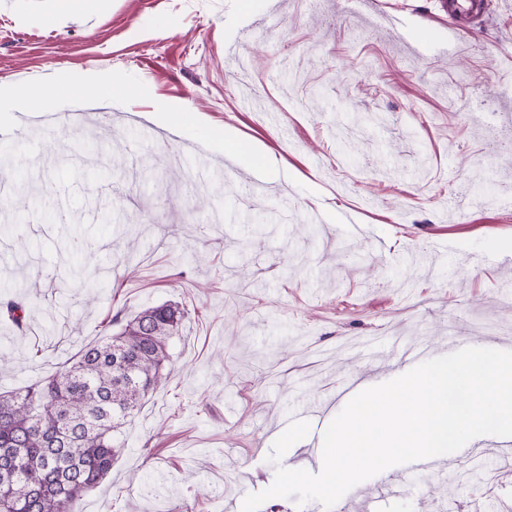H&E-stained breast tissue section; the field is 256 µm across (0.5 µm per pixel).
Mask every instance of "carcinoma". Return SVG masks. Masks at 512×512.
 <instances>
[{
	"instance_id": "cac0c4a2",
	"label": "carcinoma",
	"mask_w": 512,
	"mask_h": 512,
	"mask_svg": "<svg viewBox=\"0 0 512 512\" xmlns=\"http://www.w3.org/2000/svg\"><path fill=\"white\" fill-rule=\"evenodd\" d=\"M27 312L21 297L0 300V316L20 331ZM187 316L176 302L118 311L109 322L117 332L37 383L0 393V512H76L112 472L119 429L170 378Z\"/></svg>"
}]
</instances>
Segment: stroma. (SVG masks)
I'll use <instances>...</instances> for the list:
<instances>
[{
    "label": "stroma",
    "mask_w": 512,
    "mask_h": 512,
    "mask_svg": "<svg viewBox=\"0 0 512 512\" xmlns=\"http://www.w3.org/2000/svg\"><path fill=\"white\" fill-rule=\"evenodd\" d=\"M442 2L111 0L55 28L41 22L54 0H0V84L44 91L42 111L70 107L61 87L85 70L146 91L85 109L112 147L95 168L0 123L14 160L0 172V296L38 278L26 333L0 319V391L65 365L117 310L189 313L169 382L122 427L126 449L80 512L242 503L272 484L291 423L311 425L294 463L354 380L390 379L392 337L440 357L512 351V149L498 147L512 137V0H488L467 33L449 31ZM168 102L234 129L242 164L206 129L145 120ZM195 150L209 180L188 169ZM458 196L474 206L452 208ZM107 208L131 223L101 220ZM99 264L111 271L86 292L75 273ZM447 462L443 480L401 465L405 489L379 512H512V461Z\"/></svg>",
    "instance_id": "stroma-1"
}]
</instances>
